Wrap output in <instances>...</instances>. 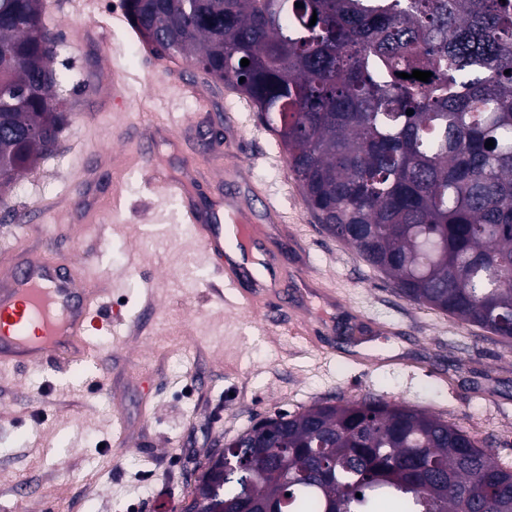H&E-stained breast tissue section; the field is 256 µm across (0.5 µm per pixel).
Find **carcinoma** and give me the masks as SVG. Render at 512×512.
<instances>
[{
	"label": "carcinoma",
	"mask_w": 512,
	"mask_h": 512,
	"mask_svg": "<svg viewBox=\"0 0 512 512\" xmlns=\"http://www.w3.org/2000/svg\"><path fill=\"white\" fill-rule=\"evenodd\" d=\"M122 4L253 103L327 233L512 348V0ZM48 32L41 0H0L1 204L66 121ZM414 70L432 76L398 77ZM263 421L196 465L182 512H512V466L438 415L366 396Z\"/></svg>",
	"instance_id": "obj_1"
}]
</instances>
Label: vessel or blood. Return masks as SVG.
<instances>
[{
    "label": "vessel or blood",
    "instance_id": "vessel-or-blood-1",
    "mask_svg": "<svg viewBox=\"0 0 512 512\" xmlns=\"http://www.w3.org/2000/svg\"><path fill=\"white\" fill-rule=\"evenodd\" d=\"M163 195L183 198V223L189 224L200 249L224 258L221 225L208 223L187 200L183 183L164 181ZM101 291L76 262L51 264L29 256L0 265V365L55 361L66 365L92 355L87 341L103 322Z\"/></svg>",
    "mask_w": 512,
    "mask_h": 512
}]
</instances>
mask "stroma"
<instances>
[{
	"label": "stroma",
	"instance_id": "35a3bbf8",
	"mask_svg": "<svg viewBox=\"0 0 512 512\" xmlns=\"http://www.w3.org/2000/svg\"><path fill=\"white\" fill-rule=\"evenodd\" d=\"M54 65L72 76L69 123L0 213V253L78 260L105 294L94 372L53 362L0 367V512H178L189 458L204 459L277 410L365 396L428 410L512 465V349L410 303L352 246L322 229L287 154L248 98L152 52L122 0H43ZM128 76L121 99L114 73ZM94 92H84V83ZM182 179L221 222L249 220L280 319L237 306L215 280L176 199L142 173ZM273 204L281 220L264 209Z\"/></svg>",
	"mask_w": 512,
	"mask_h": 512
}]
</instances>
